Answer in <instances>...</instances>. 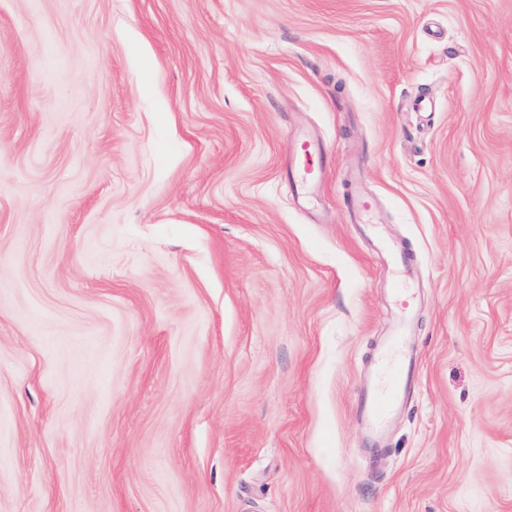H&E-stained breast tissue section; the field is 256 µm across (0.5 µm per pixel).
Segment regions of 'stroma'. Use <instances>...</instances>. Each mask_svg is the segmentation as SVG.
<instances>
[{"label": "stroma", "instance_id": "obj_1", "mask_svg": "<svg viewBox=\"0 0 512 512\" xmlns=\"http://www.w3.org/2000/svg\"><path fill=\"white\" fill-rule=\"evenodd\" d=\"M0 512H512V0H0ZM327 169V153L316 138L300 139L288 159V186L293 197L307 199L323 183ZM372 247L393 270L395 283L390 282L388 289L396 304V319L388 336L379 341L374 359L375 374L386 390L384 399L377 398L370 388L365 389L366 400L361 414L371 432L374 446H377L393 419L400 415L402 403L414 384L418 353L412 340V321L419 296L417 290L405 291V288H401L402 280L410 273L408 261L379 238L373 240Z\"/></svg>", "mask_w": 512, "mask_h": 512}]
</instances>
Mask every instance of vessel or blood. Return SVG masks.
Masks as SVG:
<instances>
[{
	"mask_svg": "<svg viewBox=\"0 0 512 512\" xmlns=\"http://www.w3.org/2000/svg\"><path fill=\"white\" fill-rule=\"evenodd\" d=\"M326 169L324 145L310 136L301 138L288 159V186L292 196L301 200L309 198L323 183ZM372 247L393 270L395 281L389 292L396 304V319L388 336L380 340L374 359L375 374L385 393L379 397L367 392L361 414L374 441L378 442L393 419L400 415L402 403L414 384L417 347L412 332L419 296L400 285L410 271L408 261L381 239H374Z\"/></svg>",
	"mask_w": 512,
	"mask_h": 512,
	"instance_id": "obj_1",
	"label": "vessel or blood"
}]
</instances>
